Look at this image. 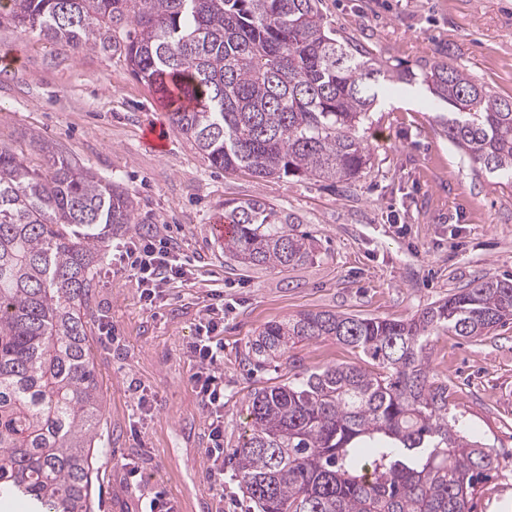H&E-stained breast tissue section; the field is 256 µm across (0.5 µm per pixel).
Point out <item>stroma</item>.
Segmentation results:
<instances>
[{
  "instance_id": "obj_1",
  "label": "stroma",
  "mask_w": 512,
  "mask_h": 512,
  "mask_svg": "<svg viewBox=\"0 0 512 512\" xmlns=\"http://www.w3.org/2000/svg\"><path fill=\"white\" fill-rule=\"evenodd\" d=\"M338 37L370 56L421 72L449 59L512 96V0H321ZM392 84L369 114L370 162L333 189L310 179L258 180L205 163L170 129L154 89L118 57L75 52L38 32L0 26V144L42 166L38 132L132 196L140 223L174 244L192 270L147 306L131 272L105 263L93 289L96 370L112 452L97 461L100 512H147L155 497L177 512H249L232 469L223 486L207 467L208 420L186 348L212 295L224 296V446L247 424L254 389L279 383L287 367L247 370L250 341L267 323L307 311L406 321L480 277L512 276V181L481 171L434 120L443 104ZM168 127L162 150L147 129ZM261 197L297 214L316 240L313 259L285 270L247 269L224 256L213 226L228 200ZM302 368L361 364L331 338L289 351ZM430 380L448 385V411L495 459L475 512H512V323L479 338L434 336Z\"/></svg>"
}]
</instances>
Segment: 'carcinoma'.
Here are the masks:
<instances>
[{
	"mask_svg": "<svg viewBox=\"0 0 512 512\" xmlns=\"http://www.w3.org/2000/svg\"><path fill=\"white\" fill-rule=\"evenodd\" d=\"M116 55L156 87L173 128L209 166L259 179L336 184L369 161L359 128L378 89L416 74L336 38L319 0H0V25ZM448 105L443 134L479 168L512 179V96L446 60L421 72ZM45 167L0 145V494L40 512H96V460L112 451L88 320L112 236L137 224L126 189L32 135ZM224 254L287 269L313 257L300 218L255 197L224 202ZM512 320V279L485 277L408 321L308 311L258 332L256 368L332 338L365 365L250 394L249 433L229 462L258 512H473L490 451L448 417L429 379L438 331L475 338Z\"/></svg>",
	"mask_w": 512,
	"mask_h": 512,
	"instance_id": "cac0c4a2",
	"label": "carcinoma"
}]
</instances>
